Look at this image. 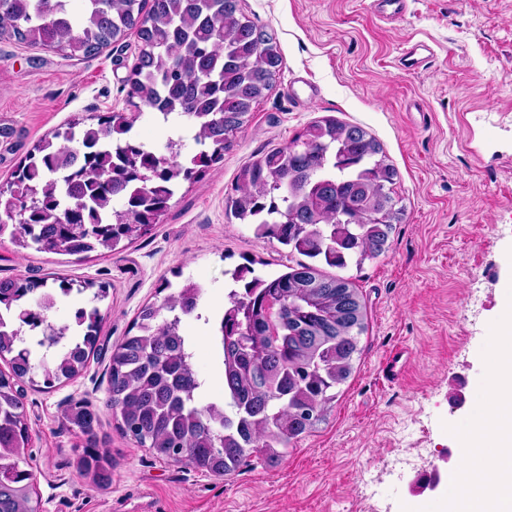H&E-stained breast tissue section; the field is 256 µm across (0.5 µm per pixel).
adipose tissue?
Listing matches in <instances>:
<instances>
[{"label": "adipose tissue", "mask_w": 512, "mask_h": 512, "mask_svg": "<svg viewBox=\"0 0 512 512\" xmlns=\"http://www.w3.org/2000/svg\"><path fill=\"white\" fill-rule=\"evenodd\" d=\"M489 380L472 426L457 440L456 477L448 512H512V308L503 307Z\"/></svg>", "instance_id": "obj_1"}]
</instances>
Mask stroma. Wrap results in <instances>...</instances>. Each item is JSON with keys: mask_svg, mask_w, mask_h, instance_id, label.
<instances>
[{"mask_svg": "<svg viewBox=\"0 0 512 512\" xmlns=\"http://www.w3.org/2000/svg\"><path fill=\"white\" fill-rule=\"evenodd\" d=\"M283 57L273 88L223 161L183 183L151 234L88 257L39 252L0 238V279L66 277L88 283L54 310L98 306L97 348L76 380L45 392L23 384L42 512H429L446 490L424 480L446 474L457 423L488 376L491 338L512 282V0H408L384 21L367 0H240ZM432 55L415 71L396 61L409 45ZM136 37L90 57L0 40V185L40 140L74 119L96 122L132 111L133 136L165 147L173 123L146 105L129 108L124 79ZM363 127L397 172L404 215L387 252L363 267H323L357 289L366 330L350 378L336 389L326 423L289 448L274 468L259 463L210 477L185 462L160 461L116 429L108 400L114 347L139 308L164 299V282L203 281L224 302L227 270L254 261L277 276L298 262L253 227L227 218L225 200L241 166L288 143L314 120ZM108 295L94 301L93 287ZM210 398L224 378L209 336L188 320ZM97 409L112 483L97 489L76 469L77 431L60 415L73 400Z\"/></svg>", "mask_w": 512, "mask_h": 512, "instance_id": "stroma-1", "label": "stroma"}]
</instances>
